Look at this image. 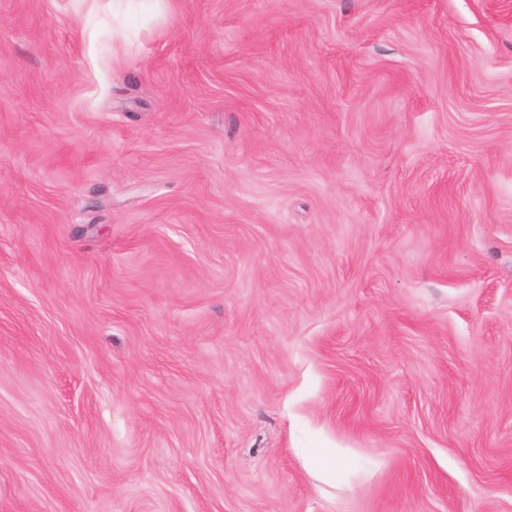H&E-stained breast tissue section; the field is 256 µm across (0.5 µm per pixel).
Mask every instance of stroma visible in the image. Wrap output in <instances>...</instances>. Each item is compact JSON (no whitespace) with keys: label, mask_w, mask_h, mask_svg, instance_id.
Listing matches in <instances>:
<instances>
[{"label":"stroma","mask_w":512,"mask_h":512,"mask_svg":"<svg viewBox=\"0 0 512 512\" xmlns=\"http://www.w3.org/2000/svg\"><path fill=\"white\" fill-rule=\"evenodd\" d=\"M0 512H512V0H0Z\"/></svg>","instance_id":"35a3bbf8"}]
</instances>
